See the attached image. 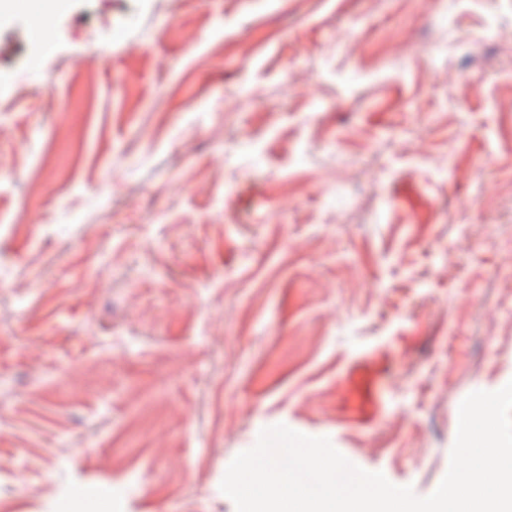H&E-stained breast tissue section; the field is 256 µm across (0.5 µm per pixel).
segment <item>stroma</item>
<instances>
[{
    "instance_id": "obj_1",
    "label": "stroma",
    "mask_w": 512,
    "mask_h": 512,
    "mask_svg": "<svg viewBox=\"0 0 512 512\" xmlns=\"http://www.w3.org/2000/svg\"><path fill=\"white\" fill-rule=\"evenodd\" d=\"M33 25L0 15V512H236L276 424L434 492L512 381V0Z\"/></svg>"
}]
</instances>
